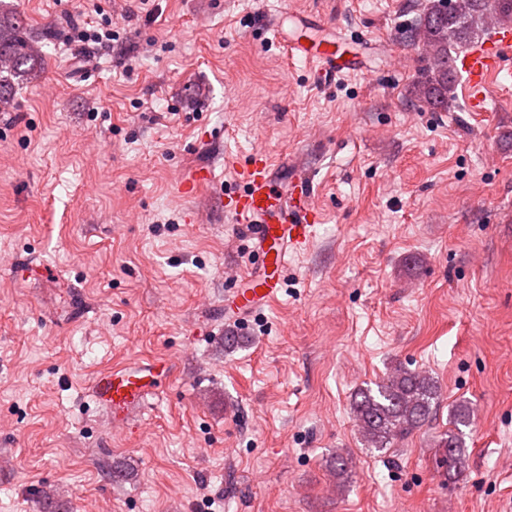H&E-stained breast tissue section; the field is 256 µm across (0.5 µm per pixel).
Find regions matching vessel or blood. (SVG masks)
I'll return each mask as SVG.
<instances>
[{"mask_svg":"<svg viewBox=\"0 0 512 512\" xmlns=\"http://www.w3.org/2000/svg\"><path fill=\"white\" fill-rule=\"evenodd\" d=\"M285 48L289 55L317 63L321 75L330 82L356 69L354 59L338 56L332 40L318 41L300 33L289 37ZM510 54L512 29L497 27L491 39L455 60V68L465 78L472 111H485L489 82L502 71ZM225 164L234 168L239 188L222 197L221 202L227 213L247 224L256 258L249 287L232 289L224 301L225 309L243 320L276 299L282 284L280 276L290 257L312 245L320 214L312 204V182L296 177L288 184L278 183L274 164L263 149H254L244 167H237L230 158ZM211 180V171L199 168L182 178L178 190L190 196ZM166 370L163 364L108 369L94 377V392L113 422L121 423L142 407L148 390Z\"/></svg>","mask_w":512,"mask_h":512,"instance_id":"b4317fda","label":"vessel or blood"}]
</instances>
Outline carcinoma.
I'll return each mask as SVG.
<instances>
[{
	"instance_id": "1",
	"label": "carcinoma",
	"mask_w": 512,
	"mask_h": 512,
	"mask_svg": "<svg viewBox=\"0 0 512 512\" xmlns=\"http://www.w3.org/2000/svg\"><path fill=\"white\" fill-rule=\"evenodd\" d=\"M490 16L511 24L512 0H429L417 23L402 34L409 44L421 41L426 45L428 79L411 86L415 99L433 107L448 106L453 55L470 48L487 29ZM34 43L17 15L0 10V112L11 108L20 81L35 79L42 72V56ZM439 398L434 378L400 366L377 384V390L359 389L352 407L367 447L384 450L421 430L436 411ZM459 444L455 431L437 435L436 466L449 473L460 472Z\"/></svg>"
}]
</instances>
